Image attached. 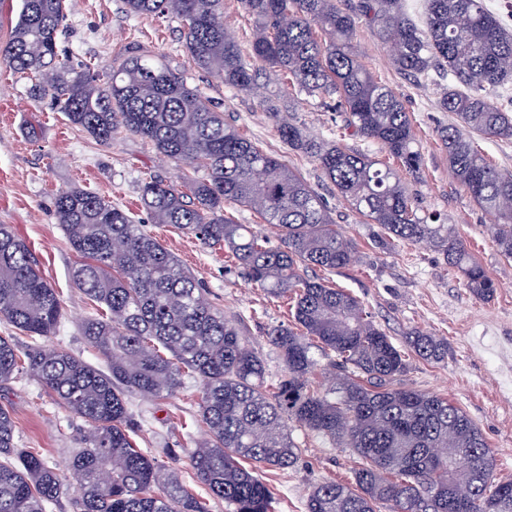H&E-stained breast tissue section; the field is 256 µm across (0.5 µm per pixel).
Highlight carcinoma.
<instances>
[{
  "label": "carcinoma",
  "instance_id": "cac0c4a2",
  "mask_svg": "<svg viewBox=\"0 0 512 512\" xmlns=\"http://www.w3.org/2000/svg\"><path fill=\"white\" fill-rule=\"evenodd\" d=\"M126 12L172 15L183 23L190 60L239 92L251 93L267 72L288 75L310 98L336 97L354 135L380 142L395 167L328 140H316L272 113L280 140L308 154L336 192L390 236L427 243L442 252L478 298L496 285L467 250L453 225L418 214L400 169L419 172L421 153L403 101L360 61L352 44L359 23L376 28L393 65L419 82L435 69L451 84L439 107L457 124L439 132L448 164L462 189L498 215L490 234L512 258V172L486 162L474 136L512 138V30L482 0H425L423 24L402 0H241L253 17L249 50L224 27V0H124ZM67 18L65 0H20L0 62L34 75L35 95L48 98L73 126L101 144L120 129L152 143L165 159L183 164V189L150 180L141 204L155 224H169L207 246L224 244L248 279L277 298L294 300L303 328L278 325L267 333L285 368L276 391L241 321L224 316L157 238L131 214L87 190L54 201L57 223L80 258L72 277L98 304L81 333L107 361L101 371L69 351L38 340L56 332L62 303L42 276L26 241L0 224V321L30 338L24 352L0 336V383L26 373L51 390L85 423L83 448L72 470L80 494L73 512H208L206 503L138 448L128 397L174 395L183 377L200 380L197 417L205 437L190 449L197 478L230 512H272L273 494L256 467L286 469L301 454L296 423L362 459L350 482L324 481L310 490L306 512H512V480L497 482L495 458L478 425L438 395L401 383L406 352L372 321L363 304L342 288L308 276L357 260L356 243L342 235L321 196L270 152L224 122L201 93L157 57L133 50L105 79L75 68L58 47ZM246 207L279 232L280 244L236 224L227 205ZM336 360L335 381L322 389L310 380L317 367L308 337ZM406 347L423 360H440L448 344L413 330ZM15 421L0 405V512H49L64 488L37 448L16 446ZM444 445L468 465L434 458Z\"/></svg>",
  "mask_w": 512,
  "mask_h": 512
}]
</instances>
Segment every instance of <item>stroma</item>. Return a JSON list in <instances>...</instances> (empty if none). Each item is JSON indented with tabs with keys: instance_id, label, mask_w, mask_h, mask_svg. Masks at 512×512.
<instances>
[{
	"instance_id": "35a3bbf8",
	"label": "stroma",
	"mask_w": 512,
	"mask_h": 512,
	"mask_svg": "<svg viewBox=\"0 0 512 512\" xmlns=\"http://www.w3.org/2000/svg\"><path fill=\"white\" fill-rule=\"evenodd\" d=\"M68 4L58 43L74 65L102 71L120 61L131 47L162 56L214 110L223 113L227 123L307 180L342 232L359 248L356 264L335 271L316 267L310 269V276L359 298L372 320L397 344H404L407 332L414 328L447 342L448 352L437 362L407 354L409 369L402 382L461 407L494 452L497 480H512V259L501 256L489 235V212L463 191L449 168L438 132L453 124L455 117L438 106L441 76L417 83L392 65L375 28L358 25L355 50L375 77L404 102L422 153L420 172L403 176L406 187L424 211L447 216L494 279L497 288L487 300L463 288L460 274L433 247L390 238L379 225L363 223L312 158L278 138L269 112L289 107L293 121L311 136L387 160L382 144L349 134L343 114L318 100L287 92L285 80L277 75L251 95L224 86L190 61L179 19L129 14L124 0H68ZM32 83V76L0 64V224L11 225L26 241L41 274L61 299L63 316L49 346L79 354L99 369L107 367L81 336L82 321L95 314L97 306L73 282L77 256L53 215L56 195L80 188L128 210L204 285L212 305L229 318L244 319L248 340L265 360L268 384L277 383L284 367L266 332L292 324L290 304L268 297L263 288L250 282L227 249L202 245L194 235L151 223L140 206L145 181L159 178L181 184L183 167L163 160L150 143L124 131L117 132L111 144L97 143L72 126L50 100L31 96ZM200 392V381L188 378L170 397L131 396L134 438L160 463L178 468L182 482L208 502L211 512H227L197 479L188 457L204 436L196 416ZM0 404L13 413L18 447L43 449L67 488L51 512H72L69 501L77 495L78 484L70 462L81 446V418L24 374L0 385ZM294 438L302 453L293 467L257 471L274 494V512H306L311 486L352 480L360 465L351 449L337 447L322 435L298 430Z\"/></svg>"
}]
</instances>
